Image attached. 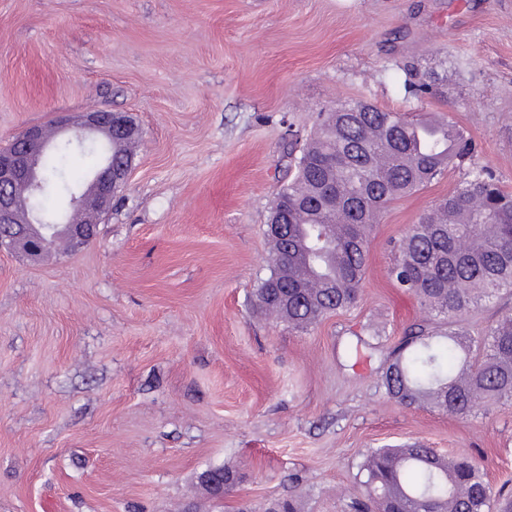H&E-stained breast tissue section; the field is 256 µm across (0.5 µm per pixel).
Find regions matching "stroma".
Returning a JSON list of instances; mask_svg holds the SVG:
<instances>
[{
	"label": "stroma",
	"instance_id": "obj_1",
	"mask_svg": "<svg viewBox=\"0 0 512 512\" xmlns=\"http://www.w3.org/2000/svg\"><path fill=\"white\" fill-rule=\"evenodd\" d=\"M407 65L431 96L406 98ZM357 99L477 153L382 212L361 299L300 334L254 306L288 134ZM92 109L142 129L96 240L0 250V512H350L368 451L417 440L512 489V402L462 420L382 386L432 320L396 246L472 165L512 191V0H0V146ZM224 465L218 506L197 476Z\"/></svg>",
	"mask_w": 512,
	"mask_h": 512
}]
</instances>
